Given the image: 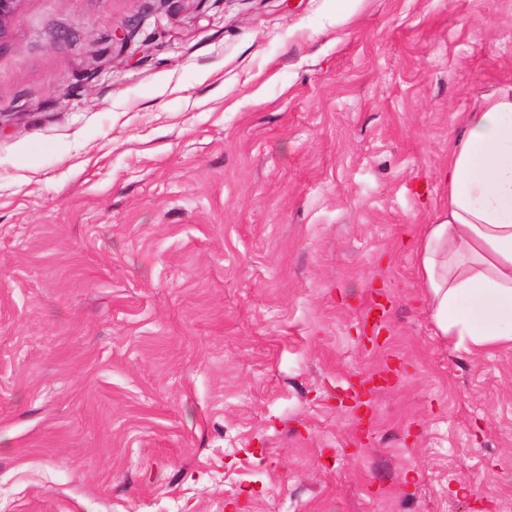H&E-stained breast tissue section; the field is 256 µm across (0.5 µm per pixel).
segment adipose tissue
I'll return each mask as SVG.
<instances>
[{"mask_svg":"<svg viewBox=\"0 0 512 512\" xmlns=\"http://www.w3.org/2000/svg\"><path fill=\"white\" fill-rule=\"evenodd\" d=\"M443 180L448 203L417 250L432 320L475 356L512 346V96L463 114Z\"/></svg>","mask_w":512,"mask_h":512,"instance_id":"1","label":"adipose tissue"}]
</instances>
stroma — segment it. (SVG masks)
Instances as JSON below:
<instances>
[{"instance_id": "obj_1", "label": "stroma", "mask_w": 512, "mask_h": 512, "mask_svg": "<svg viewBox=\"0 0 512 512\" xmlns=\"http://www.w3.org/2000/svg\"><path fill=\"white\" fill-rule=\"evenodd\" d=\"M509 89L512 0H19L0 512H512V347L416 264Z\"/></svg>"}]
</instances>
